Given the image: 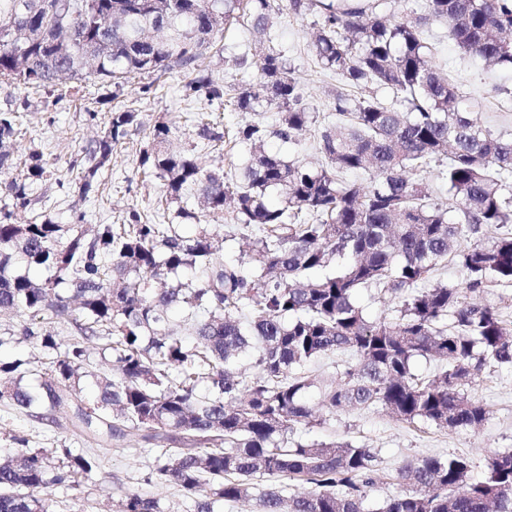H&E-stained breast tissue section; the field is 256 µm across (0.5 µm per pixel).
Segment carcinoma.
Listing matches in <instances>:
<instances>
[{
    "label": "carcinoma",
    "instance_id": "1",
    "mask_svg": "<svg viewBox=\"0 0 512 512\" xmlns=\"http://www.w3.org/2000/svg\"><path fill=\"white\" fill-rule=\"evenodd\" d=\"M22 0H0V78L40 88L62 80L94 78L115 87L149 78L157 90L166 74L192 76L187 89L224 104V86L203 68L224 51L221 30L197 41L196 29L243 22L265 32L271 0H167L158 13L150 0H59L52 15L35 14L30 26L67 28L76 40L61 54L51 45L21 48L6 29ZM294 10L319 15L312 41L317 65L358 90L336 97V122L317 129L324 165L312 169L266 149L273 136L291 143L315 123L283 56L262 48L239 62L242 80L231 106L240 112L281 109L278 127L259 121L236 127L232 139L249 147L241 173L224 177L199 155L169 149L171 127H153L139 167L164 182L158 209L195 220L194 230L155 224L132 209L123 224L65 226L50 218L17 224L0 220V309L24 316L19 335L49 360L47 373L28 361L0 358V399L30 414L40 410L70 418L98 443L141 432V441L181 445L156 457V471L193 497L195 512L215 504L259 501L260 512H512V453L490 452L481 479L455 454L412 459L398 470L404 486L374 509L367 490L377 480L376 455L349 442L315 443L294 437L313 409L306 396L314 380L306 366L337 350L355 363L321 386V407L333 416L352 408H379L406 422L431 421L443 429L478 428L485 404L467 391L487 366L512 365V320L492 304H474L433 281L454 259L467 290L483 293L512 283V138L495 136L463 108L467 94L432 64L424 37L430 20L445 21L466 53L493 67L512 68V0H424L414 21L380 14L369 0H292ZM104 12L116 15L98 27ZM108 44L90 70L80 56L86 44ZM25 50L28 68H16ZM388 88V106L366 94ZM138 113L117 110L109 126L72 161L79 191L97 189V174L112 150L137 124ZM196 135L213 147L225 133L200 120ZM438 167L448 200L435 198L426 174ZM345 171L368 174L365 186L342 180ZM46 174L42 154L31 152L22 182H0L15 207L30 204L28 189ZM198 192L208 213L230 208L249 232L253 274L224 260L222 243L182 206ZM280 201H269V191ZM456 212L448 221V210ZM503 230L488 238L486 228ZM374 285L400 302L394 320L370 321L357 303ZM182 313L197 345L186 346ZM250 319L241 320L243 311ZM56 325L75 338L60 343ZM103 342L112 371L94 380L93 400L78 398L79 370L88 343ZM251 350L257 375L232 370ZM441 369L420 378L419 358ZM207 385L202 392L199 386ZM95 464L66 454L55 461L43 448H21L0 464V512H52L37 492L79 485ZM300 481L303 495L267 486L254 494L257 476ZM118 512H160L158 501L129 495Z\"/></svg>",
    "mask_w": 512,
    "mask_h": 512
}]
</instances>
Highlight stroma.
<instances>
[{"label": "stroma", "mask_w": 512, "mask_h": 512, "mask_svg": "<svg viewBox=\"0 0 512 512\" xmlns=\"http://www.w3.org/2000/svg\"><path fill=\"white\" fill-rule=\"evenodd\" d=\"M273 11L274 47L283 54L298 82L304 100L318 125L335 120V99L343 88L336 75L318 68L311 56V35L318 16L315 11L295 12L290 0H275ZM425 31L435 48L434 61L457 83L462 84L470 109L495 134L512 138V69L490 68L483 61L464 53L448 38L445 23L429 22ZM263 42L246 26L234 23L224 28V53L208 59V72L233 96L241 73L238 61L259 51ZM142 78L123 84L120 91L90 81H67L52 90L22 88L0 79V112L12 113L18 134L10 142L14 161L0 172V180L23 176L22 163L32 151L42 152L47 174L32 194L26 210H15V217L26 221L49 214L60 224L84 225L122 223L128 210L152 209L162 195V181L144 177L139 167L141 151L151 143L154 125L167 123L173 131L176 150H194L198 138L192 120L209 115L220 127L233 129L250 121L276 127L280 110L271 106L262 112H238L232 107L188 94L185 77L162 79L157 92L143 93ZM135 110L139 125L115 146L112 158L99 172L98 194L82 197L74 175L68 169L72 158L81 156L86 141L102 134L108 126L113 105ZM480 398L489 414L479 429H439L420 423L408 425L388 414L353 409L326 416L319 407V390L311 388L309 405L314 416L298 426L296 435L306 441L343 442L372 449L377 457L379 479L368 490L371 504H379L400 492L398 469L407 461L426 455L453 453L470 459L472 478L484 472L485 449L512 450V365L485 368L470 389ZM43 448L54 456L65 451L87 452L98 459L93 471L81 477L78 486L52 492L54 512H115L134 492L155 498L164 512H191L192 501L177 485L161 479L155 467V452L145 450L136 430H127L111 447L99 448L76 436L62 419L30 416L12 403L0 400V460L12 455L19 443Z\"/></svg>", "instance_id": "1"}]
</instances>
